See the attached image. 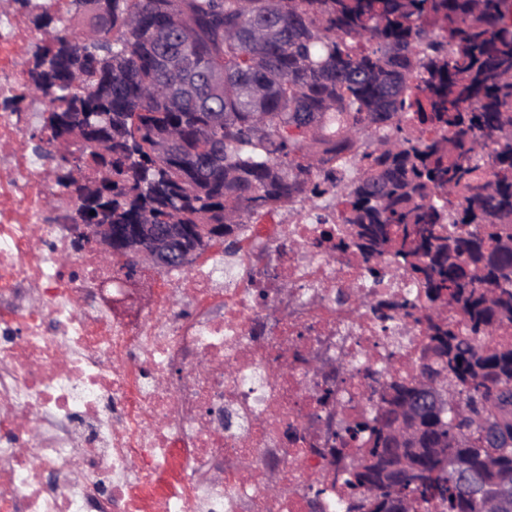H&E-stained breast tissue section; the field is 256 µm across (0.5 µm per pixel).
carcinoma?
Segmentation results:
<instances>
[{
    "instance_id": "cac0c4a2",
    "label": "carcinoma",
    "mask_w": 512,
    "mask_h": 512,
    "mask_svg": "<svg viewBox=\"0 0 512 512\" xmlns=\"http://www.w3.org/2000/svg\"><path fill=\"white\" fill-rule=\"evenodd\" d=\"M260 18L278 34L250 39ZM32 19L47 34L29 71L46 114L36 149L73 188L66 221L220 224L234 251L261 217L336 191L339 226L321 240L376 279L390 259L424 298H352L424 342L411 374L393 354L364 374L373 414L331 448L337 508L491 512L450 460L484 488L512 483V445L483 435L512 405V344L493 342L512 328V0H70L68 18ZM164 29L198 74L224 75L200 104L166 94L183 73L156 66ZM407 118L433 136L406 137ZM423 379L448 410L400 441Z\"/></svg>"
}]
</instances>
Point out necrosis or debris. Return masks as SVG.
Segmentation results:
<instances>
[{
  "mask_svg": "<svg viewBox=\"0 0 512 512\" xmlns=\"http://www.w3.org/2000/svg\"><path fill=\"white\" fill-rule=\"evenodd\" d=\"M41 38L0 12V103L39 111L21 56ZM24 131L0 107V512H335L339 488L312 483L331 470L319 397L335 392L340 422L366 412L357 369L397 349L411 371L420 339L344 296L417 288L320 246L336 211L301 206L266 230L261 272L219 252L148 297L96 258L63 266L72 242L50 214L74 199Z\"/></svg>",
  "mask_w": 512,
  "mask_h": 512,
  "instance_id": "necrosis-or-debris-1",
  "label": "necrosis or debris"
}]
</instances>
